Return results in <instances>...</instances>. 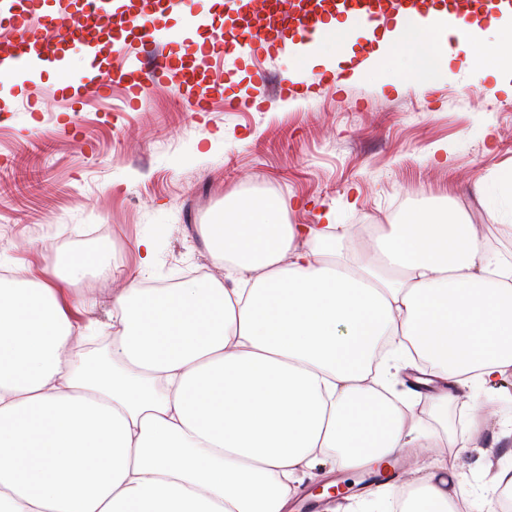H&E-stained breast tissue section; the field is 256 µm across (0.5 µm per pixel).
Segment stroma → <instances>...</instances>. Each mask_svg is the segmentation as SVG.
Instances as JSON below:
<instances>
[{
    "mask_svg": "<svg viewBox=\"0 0 512 512\" xmlns=\"http://www.w3.org/2000/svg\"><path fill=\"white\" fill-rule=\"evenodd\" d=\"M410 53L393 55L372 77L339 81L289 105L258 84L239 57L212 77L210 109L187 111L175 85L145 103H124L122 84L100 100L84 93L68 105L47 97L40 111L0 118V268L52 263L63 252L107 248L110 278L74 281L112 317V292L138 276L137 243L154 241L147 275L154 286L191 274L223 277L199 233L228 202L252 196L283 201L293 224H312L331 207L337 223L388 224L406 208L444 207L475 224L486 247L512 256L506 202L488 204L479 175L512 165V97L468 94L471 72L454 65L431 94L408 84ZM402 90H395V83ZM262 97L263 111L234 110L231 97ZM445 141L447 163L418 157ZM489 422L466 452L449 457L475 495L512 464V440L498 439L512 418V376Z\"/></svg>",
    "mask_w": 512,
    "mask_h": 512,
    "instance_id": "stroma-1",
    "label": "stroma"
}]
</instances>
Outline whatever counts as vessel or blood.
I'll return each instance as SVG.
<instances>
[{"label": "vessel or blood", "mask_w": 512, "mask_h": 512, "mask_svg": "<svg viewBox=\"0 0 512 512\" xmlns=\"http://www.w3.org/2000/svg\"><path fill=\"white\" fill-rule=\"evenodd\" d=\"M176 4L177 0H0V27L7 30L0 37V71L29 72L60 66L76 45L96 49L100 36L106 34L110 54L125 56L126 64L111 75L89 70L75 77V84L104 97L113 82H121L132 108L156 85L172 81L190 84L196 92L187 98V105L192 111L205 112L209 94L204 79L210 73L211 60L245 54L259 57L291 37L316 39L327 17L354 10L365 23L380 27L407 12L426 15L444 10L465 19L479 10L499 11L511 6L512 0H295L293 11L286 14L279 9L280 0H215L216 15L232 21L233 35H226L221 27L213 29L186 60L161 52L142 59V50L156 41L155 15ZM255 78L273 83L281 97L304 94L296 81L281 78L273 82L261 71Z\"/></svg>", "instance_id": "1"}]
</instances>
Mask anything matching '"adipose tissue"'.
Wrapping results in <instances>:
<instances>
[{
  "label": "adipose tissue",
  "mask_w": 512,
  "mask_h": 512,
  "mask_svg": "<svg viewBox=\"0 0 512 512\" xmlns=\"http://www.w3.org/2000/svg\"><path fill=\"white\" fill-rule=\"evenodd\" d=\"M360 24L330 18L311 53L349 59ZM495 30L499 52L472 59L490 93L512 95V13L401 19L381 49H415L412 81L434 88L459 50ZM291 224L274 197H244L201 225L223 278L112 299V349L86 352L94 302L73 278L111 274L105 252L0 273V512H294L309 470L357 471L403 448H440L394 390L424 365L444 414L455 386L496 389L512 373V259L484 247L462 214L406 211L363 224L364 261H338L350 234ZM500 512L498 496L451 485L447 465L380 486L346 512Z\"/></svg>",
  "instance_id": "1"
}]
</instances>
